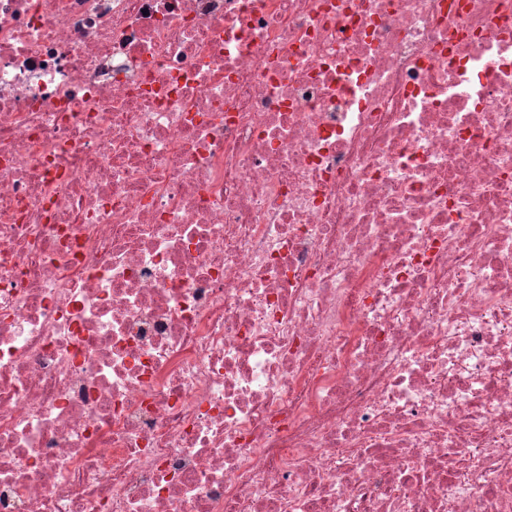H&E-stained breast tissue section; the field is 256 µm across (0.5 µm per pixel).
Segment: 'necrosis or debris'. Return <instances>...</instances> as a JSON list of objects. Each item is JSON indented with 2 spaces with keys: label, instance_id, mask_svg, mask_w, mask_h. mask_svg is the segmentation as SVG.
<instances>
[{
  "label": "necrosis or debris",
  "instance_id": "4bbe7bcc",
  "mask_svg": "<svg viewBox=\"0 0 512 512\" xmlns=\"http://www.w3.org/2000/svg\"><path fill=\"white\" fill-rule=\"evenodd\" d=\"M0 512H512V0H0Z\"/></svg>",
  "mask_w": 512,
  "mask_h": 512
}]
</instances>
